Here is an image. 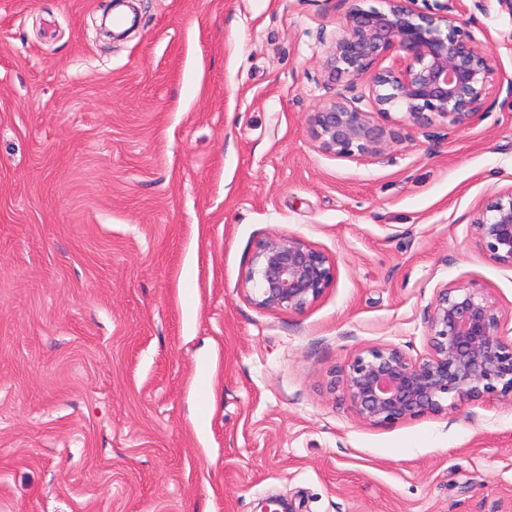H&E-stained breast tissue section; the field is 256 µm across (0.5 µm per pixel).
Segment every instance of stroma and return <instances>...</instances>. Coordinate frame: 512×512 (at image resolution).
I'll list each match as a JSON object with an SVG mask.
<instances>
[{
	"label": "stroma",
	"mask_w": 512,
	"mask_h": 512,
	"mask_svg": "<svg viewBox=\"0 0 512 512\" xmlns=\"http://www.w3.org/2000/svg\"><path fill=\"white\" fill-rule=\"evenodd\" d=\"M0 0V512H512V403L370 425L335 372L428 349L437 288L512 270L472 222L512 189V14L469 7L498 79L467 126L378 159L308 115L347 0ZM336 261L304 312L240 286L258 243Z\"/></svg>",
	"instance_id": "stroma-1"
}]
</instances>
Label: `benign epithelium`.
<instances>
[{"label":"benign epithelium","instance_id":"1","mask_svg":"<svg viewBox=\"0 0 512 512\" xmlns=\"http://www.w3.org/2000/svg\"><path fill=\"white\" fill-rule=\"evenodd\" d=\"M424 2L419 7L418 2ZM351 5L324 60L330 77L353 86L384 58L392 66L372 73L369 98L383 114H404L406 124L372 120L361 98L343 94L309 115L319 149L336 158L377 157L391 143L439 119L461 127L478 114L496 68L482 43L455 24L450 12L465 0H381L380 8ZM477 245L512 270V188L479 210ZM335 260L305 239L272 235L252 257L242 290L257 307L301 313L335 279ZM428 351L408 357L393 345L358 352L342 370L351 406L371 425H385L495 396L512 402V327L495 299L473 284L437 288L427 312Z\"/></svg>","mask_w":512,"mask_h":512}]
</instances>
